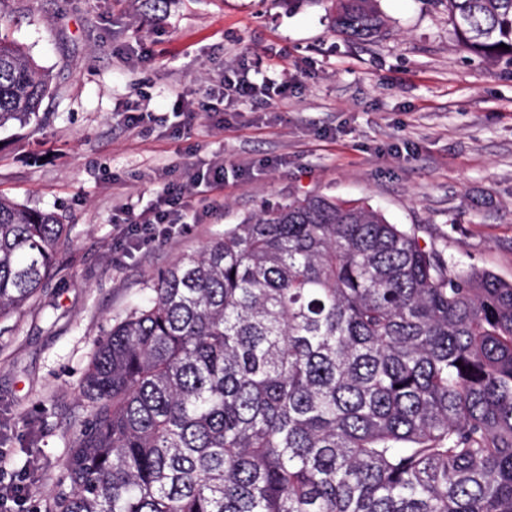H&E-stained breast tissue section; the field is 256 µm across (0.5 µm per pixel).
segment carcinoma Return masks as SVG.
<instances>
[{"instance_id":"cac0c4a2","label":"carcinoma","mask_w":512,"mask_h":512,"mask_svg":"<svg viewBox=\"0 0 512 512\" xmlns=\"http://www.w3.org/2000/svg\"><path fill=\"white\" fill-rule=\"evenodd\" d=\"M430 2L512 64V0ZM332 25L369 40L386 19L336 0ZM53 82L0 16V127ZM66 240L63 216L0 196V320ZM80 395L52 512H512V283L450 273L363 203L296 196L159 272Z\"/></svg>"}]
</instances>
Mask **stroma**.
Wrapping results in <instances>:
<instances>
[{
    "mask_svg": "<svg viewBox=\"0 0 512 512\" xmlns=\"http://www.w3.org/2000/svg\"><path fill=\"white\" fill-rule=\"evenodd\" d=\"M387 27L337 34L332 0H0L10 35L53 76L37 121L0 129V195L62 214L68 239L44 289L0 323V448L49 512L89 410L96 342L152 277L225 226L306 193L364 202L414 230L450 272L512 283V66L460 48L444 7L379 0ZM251 70L283 98L202 109ZM197 104L172 111V91ZM143 113L132 127L125 106ZM221 161L201 222L128 255L112 214Z\"/></svg>",
    "mask_w": 512,
    "mask_h": 512,
    "instance_id": "1",
    "label": "stroma"
}]
</instances>
